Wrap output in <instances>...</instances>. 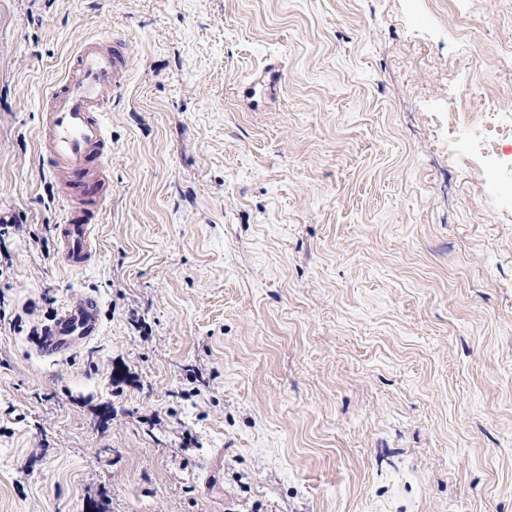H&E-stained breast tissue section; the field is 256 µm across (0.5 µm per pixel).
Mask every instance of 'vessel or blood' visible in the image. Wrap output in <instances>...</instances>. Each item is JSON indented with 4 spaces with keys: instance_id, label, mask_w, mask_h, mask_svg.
Listing matches in <instances>:
<instances>
[{
    "instance_id": "vessel-or-blood-1",
    "label": "vessel or blood",
    "mask_w": 512,
    "mask_h": 512,
    "mask_svg": "<svg viewBox=\"0 0 512 512\" xmlns=\"http://www.w3.org/2000/svg\"><path fill=\"white\" fill-rule=\"evenodd\" d=\"M126 77L121 41L87 39L75 51L68 74L49 93L41 116L44 162L74 203L65 223L55 227L58 255L73 270L83 269L97 250L94 224L109 186L112 153L103 116ZM100 325L97 299L84 297L42 328L37 347L46 356L75 353Z\"/></svg>"
}]
</instances>
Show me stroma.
I'll use <instances>...</instances> for the list:
<instances>
[{"label":"stroma","mask_w":512,"mask_h":512,"mask_svg":"<svg viewBox=\"0 0 512 512\" xmlns=\"http://www.w3.org/2000/svg\"><path fill=\"white\" fill-rule=\"evenodd\" d=\"M93 36L73 272L37 131ZM511 119L512 0H0V512H512ZM126 77L123 43L89 38L47 96L41 116L44 163L74 203L65 224L55 227L58 255L73 270L83 269L97 251L93 224L109 186L107 161L112 153L103 116ZM100 325L98 300L85 296L42 328L38 350L46 356L71 355L97 334Z\"/></svg>","instance_id":"stroma-1"}]
</instances>
